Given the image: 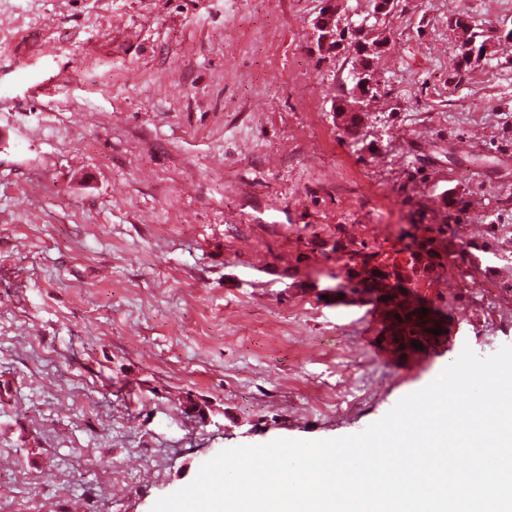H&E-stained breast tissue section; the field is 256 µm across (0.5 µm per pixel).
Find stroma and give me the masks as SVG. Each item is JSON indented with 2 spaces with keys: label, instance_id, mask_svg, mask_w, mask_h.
Here are the masks:
<instances>
[{
  "label": "stroma",
  "instance_id": "stroma-1",
  "mask_svg": "<svg viewBox=\"0 0 512 512\" xmlns=\"http://www.w3.org/2000/svg\"><path fill=\"white\" fill-rule=\"evenodd\" d=\"M0 0V497L151 512L226 448L351 435L512 345V0ZM466 18L487 39L459 51ZM448 213L428 353L382 361L344 265ZM324 2L325 7L313 22L315 44L321 53L336 54L344 41L339 34L340 29L336 30V3L333 0ZM379 78L374 71H365L362 76V82L359 85H354L353 88L347 93V95L339 102L334 104L333 112L338 124L345 130L351 131L342 123V114L344 112H357L363 118L362 122L367 120V110L365 102L372 99L377 95L379 90Z\"/></svg>",
  "mask_w": 512,
  "mask_h": 512
}]
</instances>
